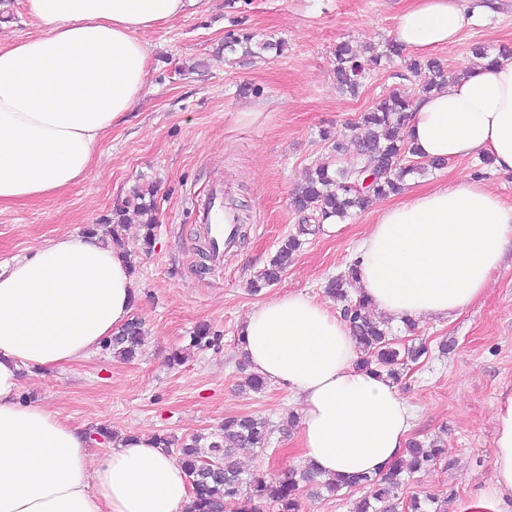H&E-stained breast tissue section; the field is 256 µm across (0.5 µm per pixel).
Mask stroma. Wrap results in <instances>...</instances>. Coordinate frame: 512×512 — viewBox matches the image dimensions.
Here are the masks:
<instances>
[{"label": "stroma", "instance_id": "1", "mask_svg": "<svg viewBox=\"0 0 512 512\" xmlns=\"http://www.w3.org/2000/svg\"><path fill=\"white\" fill-rule=\"evenodd\" d=\"M464 16L490 9L480 25L464 24L457 42L434 51L449 72L473 66L474 48H512V0H457ZM410 0H198L178 17L140 32L150 54L147 82L127 120L101 145V159L86 178L61 194L0 208V265L29 254L61 233H83L112 220L114 207L137 186L155 187L158 229L144 252L138 216L122 232L135 265L140 301L134 310L146 331L133 361L103 348L90 357L41 374L23 373L22 401L49 406L86 432L109 425L119 435L168 434L183 440L220 428L225 418L260 417L271 444L241 453L245 473L270 477L304 469L299 427H287L299 406L288 390L267 385L242 391L251 371L238 342L246 316L272 296L301 292L327 302L324 286L347 271L375 221L367 209L335 230L305 236L279 283L252 292L251 281L295 233L301 217L291 206L308 168L351 165L355 154H336L323 131L356 134L360 112L388 91H418L422 79L403 64L372 71L357 96L336 84L333 52L346 41L356 49L383 48ZM255 41L281 40L282 54L254 57L224 47L233 19ZM476 176L512 206V176L483 169L479 155L411 174L407 191H427ZM223 183L247 215V236L224 258L204 265L190 212L192 195ZM219 339L190 348L196 325ZM398 345L424 344L428 352L405 369L397 389L416 411L410 439L443 444L431 469L405 479V497L447 499L448 512L470 507L495 485L492 442L495 409L512 394V243L504 250L483 296L460 314L419 320L414 330L389 323ZM187 350L186 361L170 364ZM361 488L331 495L316 485L301 491L302 512H352Z\"/></svg>", "mask_w": 512, "mask_h": 512}]
</instances>
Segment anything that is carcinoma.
<instances>
[{
  "mask_svg": "<svg viewBox=\"0 0 512 512\" xmlns=\"http://www.w3.org/2000/svg\"><path fill=\"white\" fill-rule=\"evenodd\" d=\"M402 54V48L391 41L381 51L366 48L363 57L354 52L348 42H340L334 50L336 84L341 90L354 94L370 71L391 65ZM407 67L415 73H425L426 80L421 86L424 94L442 87L451 78L447 67L438 59L424 62L412 59ZM414 100L415 95L395 88L360 114L357 127L361 135L352 141L355 165L333 168L320 164L309 169L304 183L295 190L291 201L293 209L303 215L304 223L299 225L297 234H290L280 241L267 267L252 282V288L257 290L280 281L300 249L299 236L312 233L307 221L314 220L320 225L332 219L342 220L351 211H363L401 190L405 177L413 172V167L404 165V160L417 156L415 148L401 137V128ZM363 169L373 175V181L366 190L360 191L356 185L362 181L359 173ZM131 205L144 217L142 241L148 252L156 236L154 204L145 200V194L137 188L123 205L113 209L109 237L112 244H121L126 208ZM356 274L357 264L354 263L347 273L327 281L325 293L343 302L341 317L348 323L363 354L360 365L384 372L397 382L400 366L418 360L426 354V349L421 345L400 349L389 340L388 327L374 318L370 302L362 296L350 298L349 290ZM144 342L142 322L132 318L106 340L104 346L112 349L114 356L129 361ZM213 343L210 327L201 324L191 336L190 346L204 349ZM270 434L269 423L264 419L230 417L224 420L220 432L208 438L193 436L178 445L179 461L191 486L195 512H266L264 504L268 502L274 504L276 512H301L300 483L309 480L310 473L290 469L275 482H269L260 475L243 478L238 462L239 451L268 447ZM204 447L208 452L202 451ZM443 454L444 448L436 441L427 445L411 441L405 455L387 472L378 476L358 474L344 479L335 478L323 482L322 486L332 495L344 488L366 489L365 496L355 502L353 512H397L403 472L407 469L413 473L425 470Z\"/></svg>",
  "mask_w": 512,
  "mask_h": 512,
  "instance_id": "carcinoma-1",
  "label": "carcinoma"
}]
</instances>
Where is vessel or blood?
Wrapping results in <instances>:
<instances>
[{
    "label": "vessel or blood",
    "instance_id": "1",
    "mask_svg": "<svg viewBox=\"0 0 512 512\" xmlns=\"http://www.w3.org/2000/svg\"><path fill=\"white\" fill-rule=\"evenodd\" d=\"M198 224V232L213 247L211 264L219 268L224 264V252L234 244L236 224L233 215L224 211V187L217 184L204 196L191 200Z\"/></svg>",
    "mask_w": 512,
    "mask_h": 512
}]
</instances>
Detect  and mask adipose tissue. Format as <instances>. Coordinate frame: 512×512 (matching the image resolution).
Returning <instances> with one entry per match:
<instances>
[{
	"instance_id": "obj_1",
	"label": "adipose tissue",
	"mask_w": 512,
	"mask_h": 512,
	"mask_svg": "<svg viewBox=\"0 0 512 512\" xmlns=\"http://www.w3.org/2000/svg\"><path fill=\"white\" fill-rule=\"evenodd\" d=\"M188 0H25L36 34L0 42V206L82 181L149 75L141 31ZM455 0H412L394 40L427 53L452 43ZM426 160L488 152L512 174V58L500 55L419 97L402 130ZM512 239V206L461 179L383 208L364 237L356 290L401 321L447 318L475 302ZM137 299L123 253L63 233L0 268V512H190L181 463L146 437L90 458L87 435L20 398L21 369L88 358ZM252 369L301 406L300 448L326 479L385 471L404 455L413 410L385 377L359 368L347 324L302 293L273 297L241 329ZM496 486L479 512H512V395L496 409Z\"/></svg>"
}]
</instances>
